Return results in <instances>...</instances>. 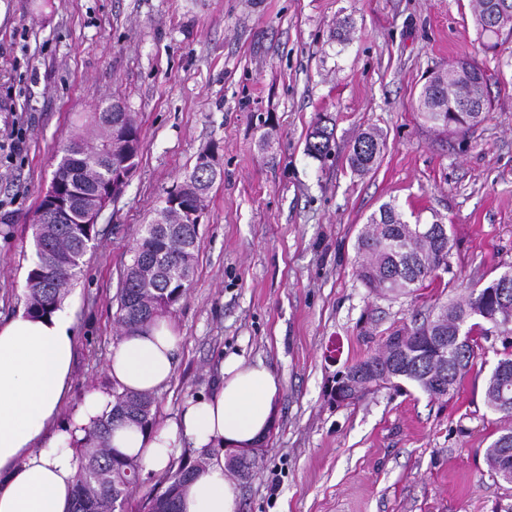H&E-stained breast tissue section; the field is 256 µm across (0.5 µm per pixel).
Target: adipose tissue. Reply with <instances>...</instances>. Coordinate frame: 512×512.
Returning <instances> with one entry per match:
<instances>
[{
  "instance_id": "adipose-tissue-1",
  "label": "adipose tissue",
  "mask_w": 512,
  "mask_h": 512,
  "mask_svg": "<svg viewBox=\"0 0 512 512\" xmlns=\"http://www.w3.org/2000/svg\"><path fill=\"white\" fill-rule=\"evenodd\" d=\"M73 307L50 315L18 312L0 323V512H69L76 460L86 430L112 411V394H89L70 423L58 418L71 382ZM179 336L167 320L121 336L106 366L116 389L158 392L171 381ZM223 381L209 397L188 401L171 428L141 432L132 424L112 429V445L140 455L150 470L165 468L182 439L213 455L186 487L181 512H238L239 489L224 467L225 454L263 441L277 414L282 384L262 363L232 354Z\"/></svg>"
}]
</instances>
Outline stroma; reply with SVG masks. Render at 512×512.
Here are the masks:
<instances>
[{"label":"stroma","mask_w":512,"mask_h":512,"mask_svg":"<svg viewBox=\"0 0 512 512\" xmlns=\"http://www.w3.org/2000/svg\"><path fill=\"white\" fill-rule=\"evenodd\" d=\"M472 0H0V130L24 113V153L0 172V320L26 301L31 216L59 149L93 138L90 114L122 102L141 129L124 194L102 213L73 302L70 417L109 388L120 278L139 230L200 153L217 178L199 224L195 273L166 315L181 338L156 420L209 395L227 355L281 381L262 466L239 481V512H512V483L484 450L497 428L484 402L500 341L482 342L448 401L414 386L328 401L345 366L389 329L424 319L512 267V37L488 49ZM468 59L487 76L485 119L464 133L426 123L429 70ZM331 117L330 156L307 135ZM381 134L374 168L347 157ZM408 222L441 218L450 268L411 295L381 297L357 276V237L383 203Z\"/></svg>","instance_id":"35a3bbf8"}]
</instances>
